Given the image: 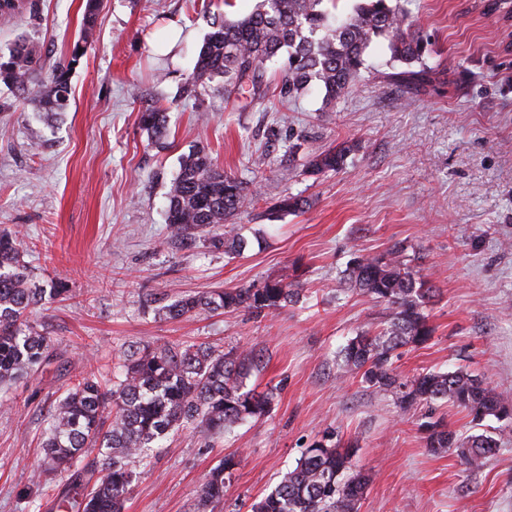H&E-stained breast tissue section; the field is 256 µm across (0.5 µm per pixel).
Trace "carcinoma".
Masks as SVG:
<instances>
[{"label": "carcinoma", "instance_id": "cac0c4a2", "mask_svg": "<svg viewBox=\"0 0 512 512\" xmlns=\"http://www.w3.org/2000/svg\"><path fill=\"white\" fill-rule=\"evenodd\" d=\"M324 0H259L249 14L236 19L216 17L203 42L194 71L180 86L179 97L194 98L198 88L221 79L224 98L247 93L266 96L267 62L280 52L288 54L279 97L296 100L317 84L325 101L348 97L365 68L370 44L387 41L390 62L406 68L395 80L417 87L429 70L413 64L423 60L422 35L411 30L401 0H358L345 16H332ZM97 0H86L81 35L69 56L52 69L49 85L35 87L30 77L41 67L40 58L20 42L0 56V81L17 88L28 105L47 112L69 106L73 64L91 45ZM488 16L512 19V0H483ZM148 138L160 143L167 137L166 108L152 105L139 116ZM347 148H333L311 157L313 174L339 169ZM254 192L236 176L218 168L205 147L183 156L166 192V224L173 237L191 230L213 228L224 252L241 247L234 220L253 199ZM23 241L0 234V386L9 384L50 360L52 341L34 319L46 295L68 292L62 280L44 288L32 282L24 260ZM351 286L374 302L391 309L385 327L371 334L361 331L339 352V370L361 376L364 383L394 396L407 412L422 403L452 402L472 421L512 414L497 394L463 369L426 372L403 379L394 367V352L410 344L426 343L432 334L425 308L433 290L395 248L380 256L359 255L346 269ZM299 295L297 283L283 276L250 288H225L184 296L155 309V314L178 319L189 314L246 309L257 316L277 311ZM253 351L224 352L205 343L153 342L138 345L123 355L112 384L94 375L69 387L49 406V429L42 442L49 468L75 475L59 503L72 512H122L135 479L131 463L150 456L171 433L192 429L207 437L231 432L244 421L268 412L273 392L257 393L247 387L251 370L259 367ZM426 447L453 449L470 468L478 469L496 454L497 440L485 433L457 437L439 420L422 424ZM349 449L326 437L305 449L296 466L253 505V512H358L369 479L352 470ZM240 460L224 457L203 483L198 510L224 499L225 480Z\"/></svg>", "mask_w": 512, "mask_h": 512}]
</instances>
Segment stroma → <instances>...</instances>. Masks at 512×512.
Segmentation results:
<instances>
[{
	"label": "stroma",
	"instance_id": "1",
	"mask_svg": "<svg viewBox=\"0 0 512 512\" xmlns=\"http://www.w3.org/2000/svg\"><path fill=\"white\" fill-rule=\"evenodd\" d=\"M224 2L98 0L93 42L57 118L20 105L0 82V232L20 234L36 281L69 287L40 309L51 361L0 386V512H59L56 496L72 479L45 471L50 403L146 342L256 351L262 362L246 383L274 398L267 414L214 445L191 431L170 435L159 455L136 463L123 512H197L203 482L230 453L241 462L214 512H251L328 431L355 443L352 462L370 477L358 512H512V419L477 427L464 410L436 404L458 436L480 428L497 438V454L472 470L454 451L426 448L425 407L401 413L391 394L336 377L346 341L389 315L349 290L344 272L353 257L398 245L436 290L426 308L432 336L396 351L398 373L461 367L512 407V51L501 22L479 0H402L434 72L419 92L390 81L395 67L377 39L355 91L331 105L317 87L282 101L279 62L268 66L264 101H228L209 87L181 99L214 16H244L257 0ZM85 5L24 0L0 20V54L25 42L41 59L34 83L47 82L78 38ZM174 26L184 34L172 44ZM154 101L169 117L161 146L138 125ZM299 140L302 152L289 155ZM199 146L258 192L235 219L240 252L214 247L206 229L169 236L165 193ZM336 146L349 149L341 168L306 173L309 153ZM286 195L301 196L303 209L276 212ZM282 275L300 295L266 317L155 315L186 295Z\"/></svg>",
	"mask_w": 512,
	"mask_h": 512
}]
</instances>
